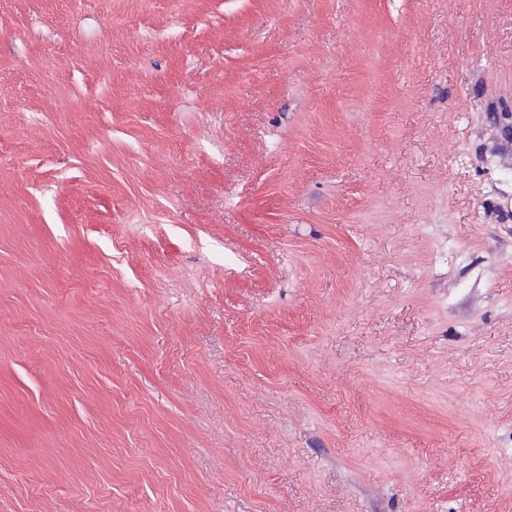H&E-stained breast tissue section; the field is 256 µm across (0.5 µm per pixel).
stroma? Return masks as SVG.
Masks as SVG:
<instances>
[{
    "mask_svg": "<svg viewBox=\"0 0 512 512\" xmlns=\"http://www.w3.org/2000/svg\"><path fill=\"white\" fill-rule=\"evenodd\" d=\"M0 512H512V0H0Z\"/></svg>",
    "mask_w": 512,
    "mask_h": 512,
    "instance_id": "stroma-1",
    "label": "stroma"
}]
</instances>
